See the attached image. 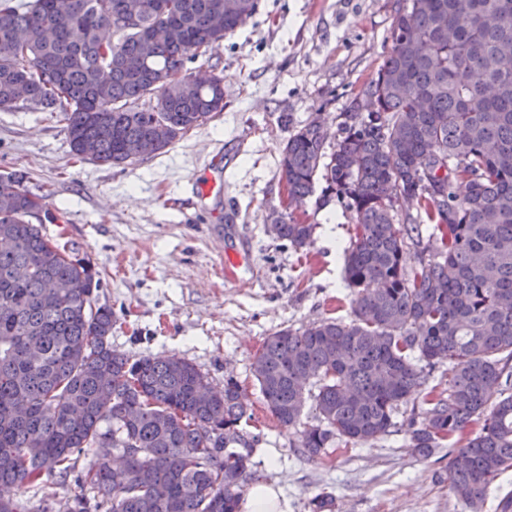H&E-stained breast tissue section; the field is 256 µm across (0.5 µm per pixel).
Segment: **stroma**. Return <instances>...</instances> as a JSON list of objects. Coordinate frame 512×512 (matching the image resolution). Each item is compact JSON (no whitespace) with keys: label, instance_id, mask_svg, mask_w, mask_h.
<instances>
[{"label":"stroma","instance_id":"obj_1","mask_svg":"<svg viewBox=\"0 0 512 512\" xmlns=\"http://www.w3.org/2000/svg\"><path fill=\"white\" fill-rule=\"evenodd\" d=\"M397 0H259L246 24L214 57L224 70V112L151 159L121 166L72 159L64 127L33 109L0 111V173L20 170L62 213L52 239L81 245L101 272L100 302L114 314V350L136 357L177 355L216 387L231 375L245 390L261 441L255 483L278 485L290 512H312L330 493L334 512H470L448 483V451L413 455L405 426L422 398L403 404L399 431L336 446L309 459L297 429L267 413L251 370L266 336L326 319H349L340 245L350 214L318 195L288 201L280 151L297 127L319 120L337 136L391 47ZM222 184L199 198L204 176ZM278 211L315 225L298 250L267 230ZM241 258L234 277L225 257ZM74 480L46 477L21 493L66 512L82 494Z\"/></svg>","mask_w":512,"mask_h":512}]
</instances>
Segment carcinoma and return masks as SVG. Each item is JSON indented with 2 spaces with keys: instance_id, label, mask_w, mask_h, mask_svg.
Wrapping results in <instances>:
<instances>
[{
  "instance_id": "cac0c4a2",
  "label": "carcinoma",
  "mask_w": 512,
  "mask_h": 512,
  "mask_svg": "<svg viewBox=\"0 0 512 512\" xmlns=\"http://www.w3.org/2000/svg\"><path fill=\"white\" fill-rule=\"evenodd\" d=\"M258 0H0V111L56 114L73 156L120 166L162 153L224 112L211 63ZM391 49L342 113L339 137L311 120L282 147L288 199L322 184V204L355 221L343 251L350 320L264 339L252 363L264 405L302 426L317 457L337 441L395 431L423 459L452 448L448 482L471 512L512 471V0H403ZM211 81L190 93L186 63ZM169 137L156 140L158 127ZM0 192V512H51L18 491L96 466L68 512H238L260 435L239 382L213 387L195 365L112 350L100 272L74 242L50 239L60 212L21 171ZM419 215L397 222L395 204ZM40 204L45 220H33ZM316 225L284 214L274 236L300 250ZM448 362V388L428 386ZM500 398L489 402L493 391ZM316 422L301 423L307 404Z\"/></svg>"
}]
</instances>
